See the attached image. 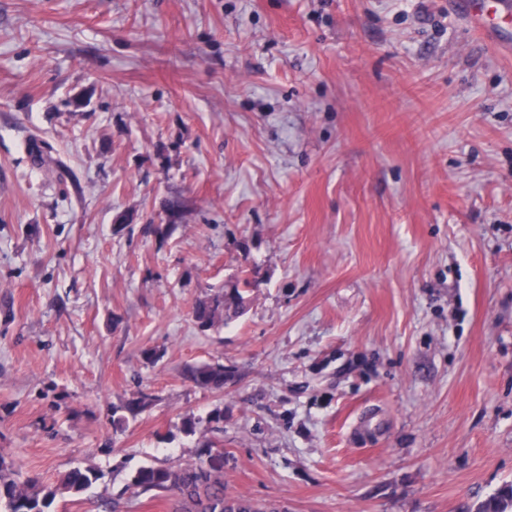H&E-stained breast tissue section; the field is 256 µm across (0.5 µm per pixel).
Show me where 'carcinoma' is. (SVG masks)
Masks as SVG:
<instances>
[{
	"instance_id": "obj_1",
	"label": "carcinoma",
	"mask_w": 512,
	"mask_h": 512,
	"mask_svg": "<svg viewBox=\"0 0 512 512\" xmlns=\"http://www.w3.org/2000/svg\"><path fill=\"white\" fill-rule=\"evenodd\" d=\"M169 222L156 224L149 221V233L157 248H163L172 232V226L181 219L182 206L169 201L164 206ZM258 287V281L242 270L224 281L203 299L196 301L191 316L204 332L215 329L227 321L245 314L248 294ZM184 378L193 385L211 391H224V384L231 372L221 360H211L190 365L183 372ZM155 396L141 390L136 397L112 407V430L122 432L128 417H135L149 409ZM224 409H214L206 419L194 415L185 416L180 430L188 435H199L195 461L184 465H144L132 472L126 489L138 495L149 494L153 498H169L171 512H266L260 504L249 499L232 497L224 487V448L208 437L210 432L223 431ZM99 479L93 468H73L50 486L38 485L23 477L0 454V503L7 512H51L58 497L78 496L88 491ZM484 512H512V488L494 497L484 506Z\"/></svg>"
}]
</instances>
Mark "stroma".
Returning a JSON list of instances; mask_svg holds the SVG:
<instances>
[{"instance_id":"35a3bbf8","label":"stroma","mask_w":512,"mask_h":512,"mask_svg":"<svg viewBox=\"0 0 512 512\" xmlns=\"http://www.w3.org/2000/svg\"><path fill=\"white\" fill-rule=\"evenodd\" d=\"M217 359L223 392L184 380ZM217 406L228 493L278 512L512 484V53L453 0H0V453L102 472L56 512H166L128 475ZM168 224H155L154 220L149 221V233L154 237L157 248L162 249L168 241L173 230L172 226L181 219L182 206L178 201H168L164 206ZM258 287L255 277L247 270H241L236 276L224 281V286L196 301L191 316L201 331H210L227 321L245 314L248 306V294ZM155 401V396L148 390H141L131 400L112 407V430L122 432L126 428L128 415L132 418L149 409Z\"/></svg>"}]
</instances>
